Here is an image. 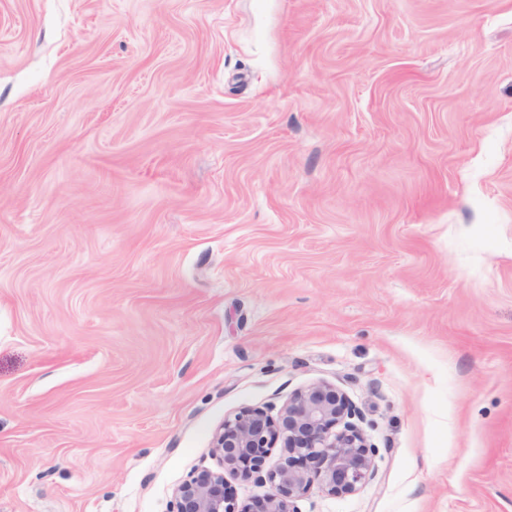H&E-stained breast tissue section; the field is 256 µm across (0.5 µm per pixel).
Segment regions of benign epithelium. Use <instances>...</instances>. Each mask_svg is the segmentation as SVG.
Segmentation results:
<instances>
[{"mask_svg":"<svg viewBox=\"0 0 512 512\" xmlns=\"http://www.w3.org/2000/svg\"><path fill=\"white\" fill-rule=\"evenodd\" d=\"M355 417L352 402L324 383L291 397L276 420L258 409L237 413L216 434L214 452L240 479L270 491L239 505L226 493L224 475L204 470L177 489L176 512H297L294 502L315 480L332 495L358 491L376 476V448ZM278 443L286 456L267 468V452Z\"/></svg>","mask_w":512,"mask_h":512,"instance_id":"7a95c632","label":"benign epithelium"}]
</instances>
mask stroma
I'll return each instance as SVG.
<instances>
[{"mask_svg":"<svg viewBox=\"0 0 512 512\" xmlns=\"http://www.w3.org/2000/svg\"><path fill=\"white\" fill-rule=\"evenodd\" d=\"M325 383L375 478L512 512V0H0V512H174Z\"/></svg>","mask_w":512,"mask_h":512,"instance_id":"35a3bbf8","label":"stroma"}]
</instances>
